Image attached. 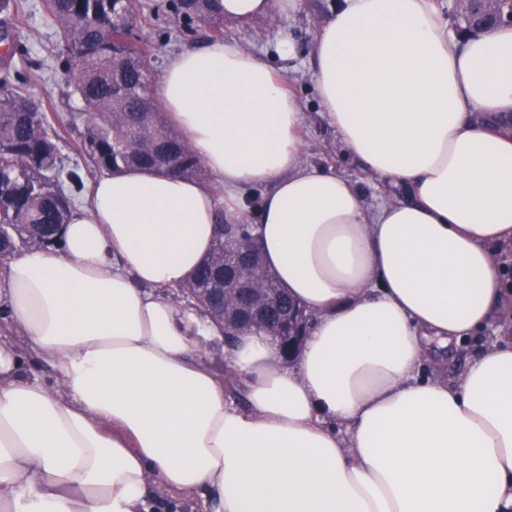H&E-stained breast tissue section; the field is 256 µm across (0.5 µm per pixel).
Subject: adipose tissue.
Returning a JSON list of instances; mask_svg holds the SVG:
<instances>
[{"label":"adipose tissue","instance_id":"1","mask_svg":"<svg viewBox=\"0 0 512 512\" xmlns=\"http://www.w3.org/2000/svg\"><path fill=\"white\" fill-rule=\"evenodd\" d=\"M311 63L341 145L409 201L367 207L306 163L302 108L260 56L170 54L166 120L208 179L98 175L61 247L0 268V512H149L154 478L207 512H512V338L422 374L512 304V137L481 121L512 112V25L458 43L434 0H336ZM223 220L255 225L312 318L289 364L240 332L241 407L199 342L223 326L171 297ZM26 371L30 379L36 380L49 388L61 389L59 376L42 362L28 359Z\"/></svg>","mask_w":512,"mask_h":512}]
</instances>
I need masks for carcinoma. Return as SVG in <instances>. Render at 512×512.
<instances>
[{"mask_svg": "<svg viewBox=\"0 0 512 512\" xmlns=\"http://www.w3.org/2000/svg\"><path fill=\"white\" fill-rule=\"evenodd\" d=\"M44 8L57 23L68 84L82 104V123L74 118L69 127L78 132V147L90 172L139 167L207 178L202 162L157 111L154 93L145 84L153 47L130 46L112 32V14L121 11L125 24H141L144 7L139 0H44ZM177 9L188 19L220 18L215 0H178ZM61 139L44 105L17 93L10 73H5L0 78V263L19 250L53 243L70 219L71 204L60 183L65 176L81 187L83 178L61 167ZM250 240L251 225L220 224L211 257L178 288L175 298L220 287L218 276L236 278L232 251L248 247ZM253 266L280 306L299 307L256 250Z\"/></svg>", "mask_w": 512, "mask_h": 512, "instance_id": "carcinoma-1", "label": "carcinoma"}]
</instances>
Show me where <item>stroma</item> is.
I'll return each instance as SVG.
<instances>
[{
    "instance_id": "stroma-1",
    "label": "stroma",
    "mask_w": 512,
    "mask_h": 512,
    "mask_svg": "<svg viewBox=\"0 0 512 512\" xmlns=\"http://www.w3.org/2000/svg\"><path fill=\"white\" fill-rule=\"evenodd\" d=\"M43 0H22L25 20L16 31L18 56L0 57V73L22 66L26 80L24 92L48 107L59 125H67L79 103L69 96L58 64L56 27L42 7ZM158 7V16L149 18L137 30L138 42L150 43L154 59L148 70L153 87H160L165 61L169 54L194 48L213 40L214 28H221L222 41L239 45L262 57L268 65L286 76L306 114L304 159L313 165L331 167L362 193L367 204L373 205L391 198H403L402 187L390 184L363 170L360 164L340 145L335 134L321 115L311 68L310 50L322 26L328 19L335 0H304L302 10L293 14L272 9L267 17L244 25L221 22L220 26L190 21L176 13L171 0H146ZM292 42L291 55H282L281 42Z\"/></svg>"
}]
</instances>
